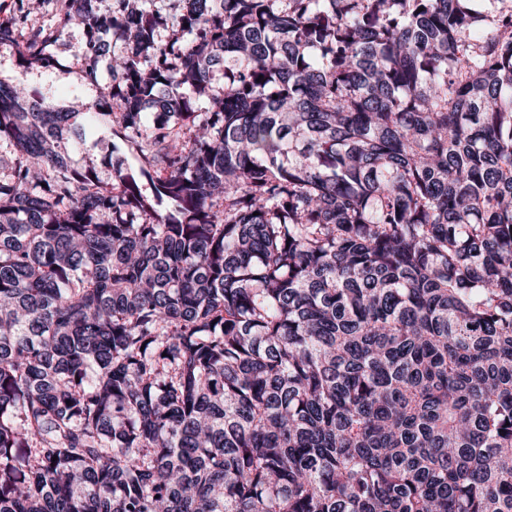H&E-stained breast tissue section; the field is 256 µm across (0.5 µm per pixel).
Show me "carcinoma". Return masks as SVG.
<instances>
[{"instance_id":"obj_1","label":"carcinoma","mask_w":512,"mask_h":512,"mask_svg":"<svg viewBox=\"0 0 512 512\" xmlns=\"http://www.w3.org/2000/svg\"><path fill=\"white\" fill-rule=\"evenodd\" d=\"M146 2L0 19V512H512V0ZM85 46L83 28L72 26L54 50L58 68L50 74L23 63L14 49L0 47V78L31 92L39 91L64 107L79 108L82 103H91L98 94L95 88L81 83L78 63ZM77 87L82 89L83 95L79 102L71 95ZM116 130H118L117 126L105 127L90 137L85 144V153L74 156L76 165L85 166V161L88 160L102 179H110L112 177V143L121 142L115 135Z\"/></svg>"}]
</instances>
